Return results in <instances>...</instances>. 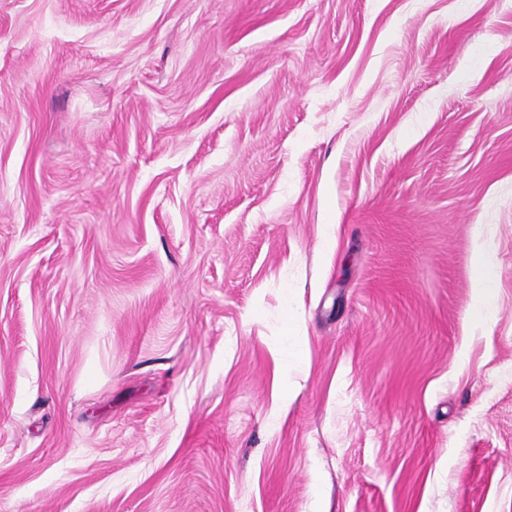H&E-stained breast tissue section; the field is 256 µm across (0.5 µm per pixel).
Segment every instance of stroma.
I'll return each mask as SVG.
<instances>
[{
    "instance_id": "stroma-1",
    "label": "stroma",
    "mask_w": 512,
    "mask_h": 512,
    "mask_svg": "<svg viewBox=\"0 0 512 512\" xmlns=\"http://www.w3.org/2000/svg\"><path fill=\"white\" fill-rule=\"evenodd\" d=\"M0 512H512V0H0ZM472 288H474L477 295L475 317L479 321L485 320L489 318L494 311L491 280L489 275L483 270H480L473 280Z\"/></svg>"
}]
</instances>
